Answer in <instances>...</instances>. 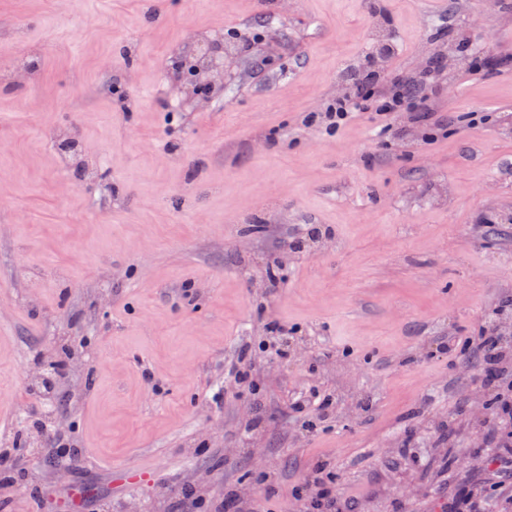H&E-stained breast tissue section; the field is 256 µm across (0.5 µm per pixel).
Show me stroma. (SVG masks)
<instances>
[{
  "mask_svg": "<svg viewBox=\"0 0 512 512\" xmlns=\"http://www.w3.org/2000/svg\"><path fill=\"white\" fill-rule=\"evenodd\" d=\"M202 33L228 50L204 94L172 65ZM463 40L495 60L478 77ZM366 59L447 73L445 131L303 127ZM504 213L512 0H0V449L27 479L0 512H68L73 483L82 512H512L469 344L512 300ZM309 224L329 236L296 249ZM246 346L259 386L225 388ZM62 356L66 470L15 445ZM313 391L329 416L293 412ZM132 466L155 481L113 488Z\"/></svg>",
  "mask_w": 512,
  "mask_h": 512,
  "instance_id": "stroma-1",
  "label": "stroma"
}]
</instances>
